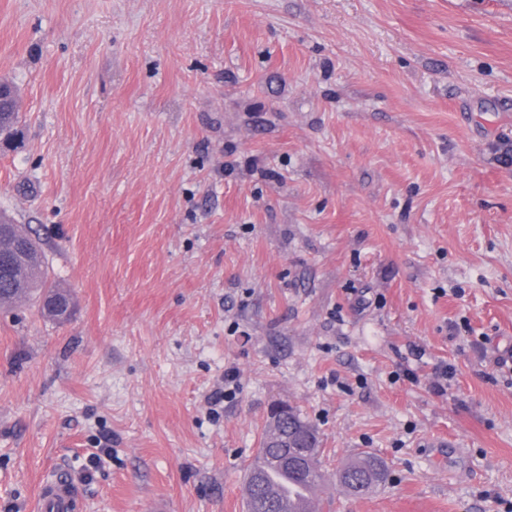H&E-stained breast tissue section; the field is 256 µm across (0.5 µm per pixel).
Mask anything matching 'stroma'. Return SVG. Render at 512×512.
<instances>
[{"label": "stroma", "instance_id": "stroma-1", "mask_svg": "<svg viewBox=\"0 0 512 512\" xmlns=\"http://www.w3.org/2000/svg\"><path fill=\"white\" fill-rule=\"evenodd\" d=\"M1 81L0 512H246L280 402L320 512H512V0H0ZM1 88L8 92L9 100L1 104L0 109V143H9L13 140L17 132L19 123V112L16 111L15 92L8 85H0ZM0 88V98L3 97L4 91ZM9 256V268L0 273V303L34 299L40 311L53 320L67 321L73 299L48 279L46 257L41 247L18 224L0 218V254ZM386 479L383 461L371 454L361 453L345 463L336 472V480L352 496H363L372 492ZM74 493L71 483L54 477L41 485L39 509L43 512H68Z\"/></svg>", "mask_w": 512, "mask_h": 512}]
</instances>
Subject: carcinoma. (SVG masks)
I'll return each mask as SVG.
<instances>
[{"label":"carcinoma","instance_id":"obj_1","mask_svg":"<svg viewBox=\"0 0 512 512\" xmlns=\"http://www.w3.org/2000/svg\"><path fill=\"white\" fill-rule=\"evenodd\" d=\"M9 100L0 105V143L13 140L19 123L15 92L3 86ZM9 256V268L0 273V303L34 299L40 311L53 320L67 321L73 299L48 279L46 257L41 247L17 224L0 218V254ZM282 470L295 484L320 485L323 461L314 426L299 410L282 405L271 410L256 460L246 472L247 512H292L271 485L266 467ZM386 479L383 461L361 453L336 472V480L352 496L372 492Z\"/></svg>","mask_w":512,"mask_h":512}]
</instances>
